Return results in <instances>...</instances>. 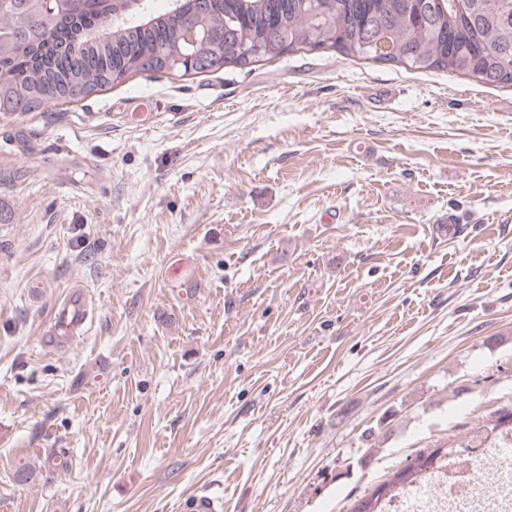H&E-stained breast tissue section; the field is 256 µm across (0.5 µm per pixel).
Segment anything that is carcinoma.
I'll return each mask as SVG.
<instances>
[{
	"instance_id": "cac0c4a2",
	"label": "carcinoma",
	"mask_w": 512,
	"mask_h": 512,
	"mask_svg": "<svg viewBox=\"0 0 512 512\" xmlns=\"http://www.w3.org/2000/svg\"><path fill=\"white\" fill-rule=\"evenodd\" d=\"M115 7L114 0H84L74 29L64 17L32 5L20 15L12 0H0V121L74 101L136 72L217 71L325 48L512 85V0H173L159 15L143 0L139 13L123 14L96 39ZM186 17L215 32L205 68L176 63ZM31 32L51 42L45 53ZM446 454L436 448L408 459L349 512H377L382 499Z\"/></svg>"
}]
</instances>
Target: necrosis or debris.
<instances>
[{
    "mask_svg": "<svg viewBox=\"0 0 512 512\" xmlns=\"http://www.w3.org/2000/svg\"><path fill=\"white\" fill-rule=\"evenodd\" d=\"M512 431L495 430L448 461L419 473L406 488L381 501L378 512H512V466L501 460Z\"/></svg>",
    "mask_w": 512,
    "mask_h": 512,
    "instance_id": "obj_1",
    "label": "necrosis or debris"
}]
</instances>
